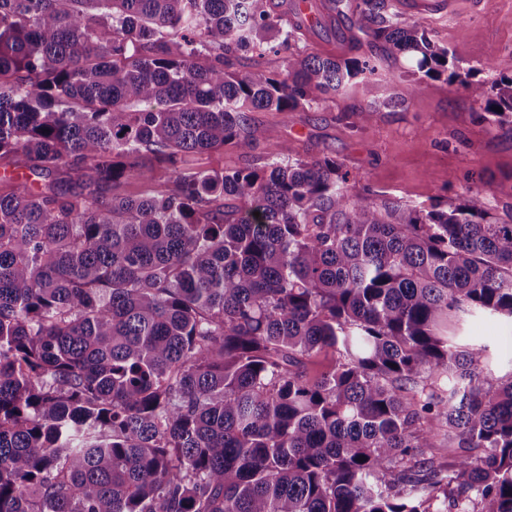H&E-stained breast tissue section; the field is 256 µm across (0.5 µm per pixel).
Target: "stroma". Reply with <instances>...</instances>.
Returning <instances> with one entry per match:
<instances>
[{"mask_svg":"<svg viewBox=\"0 0 512 512\" xmlns=\"http://www.w3.org/2000/svg\"><path fill=\"white\" fill-rule=\"evenodd\" d=\"M308 22L297 48L306 53L369 60L374 71L312 110L254 112L252 123L287 141L294 157L336 159L355 190L407 204L456 201L462 187L484 182L480 204L497 222L512 224V124L492 127L458 87L421 79L400 82L403 109H382L402 61L387 55L350 23L353 0H308ZM417 23L445 45L476 80L492 82L512 71V0H459L454 15L427 13ZM373 104L375 120L356 126L355 108ZM448 332L486 346L485 370L512 376V319L489 315L450 318Z\"/></svg>","mask_w":512,"mask_h":512,"instance_id":"stroma-1","label":"stroma"}]
</instances>
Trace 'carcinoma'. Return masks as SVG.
<instances>
[{
	"label": "carcinoma",
	"mask_w": 512,
	"mask_h": 512,
	"mask_svg": "<svg viewBox=\"0 0 512 512\" xmlns=\"http://www.w3.org/2000/svg\"><path fill=\"white\" fill-rule=\"evenodd\" d=\"M352 23L408 62L392 84L443 77L512 123V75L472 80L388 0ZM303 25L272 0H0V179L57 176L0 193V512H512V378L448 335L512 318V224L480 184L379 202L250 123L372 72L293 51ZM226 145L263 151L185 168Z\"/></svg>",
	"instance_id": "1"
}]
</instances>
